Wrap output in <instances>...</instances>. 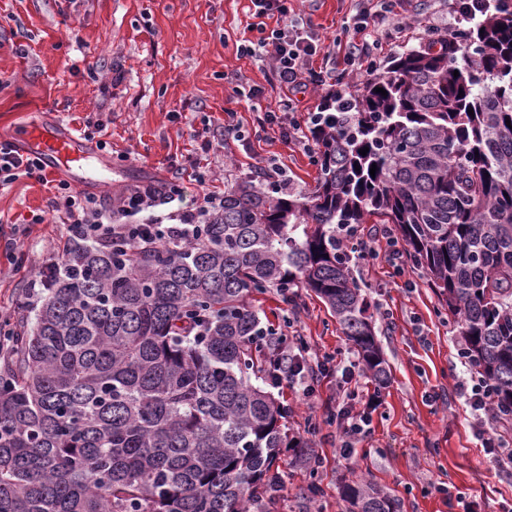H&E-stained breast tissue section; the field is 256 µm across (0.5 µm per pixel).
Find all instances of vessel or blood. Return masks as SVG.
<instances>
[{"label": "vessel or blood", "mask_w": 512, "mask_h": 512, "mask_svg": "<svg viewBox=\"0 0 512 512\" xmlns=\"http://www.w3.org/2000/svg\"><path fill=\"white\" fill-rule=\"evenodd\" d=\"M15 137L36 150L48 174L68 172L70 183L77 190L111 182L106 168L98 165L89 144L70 130L35 121L19 127Z\"/></svg>", "instance_id": "obj_1"}]
</instances>
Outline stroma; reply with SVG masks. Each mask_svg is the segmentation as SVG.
<instances>
[{
  "instance_id": "35a3bbf8",
  "label": "stroma",
  "mask_w": 512,
  "mask_h": 512,
  "mask_svg": "<svg viewBox=\"0 0 512 512\" xmlns=\"http://www.w3.org/2000/svg\"><path fill=\"white\" fill-rule=\"evenodd\" d=\"M310 19L330 50L315 67L330 65L346 91L362 82L346 59L354 35L357 0H289ZM451 0H393L391 22L410 18L396 41L379 39L370 61H385L423 45L431 18L449 20ZM275 19L258 22L250 0H0V139L18 126L55 120L86 135V119L101 120L107 143L101 156L112 168L113 196L142 182L163 185L178 178L181 209L202 194L223 195L240 179H252L266 159H279L293 187L312 190L320 169L301 146L277 129L261 128L262 110L277 108L282 91L261 58L237 54L242 40H258ZM120 67L122 80L112 69ZM261 89L260 110L238 93ZM234 119L245 137L225 138ZM212 147L200 153V139ZM206 180H198L197 171ZM55 190L26 177L0 188V329L10 330L29 280L45 259L58 255L68 233L50 200ZM43 223H32L34 215ZM377 225L364 227L372 250L352 262L365 285L377 341L390 370L385 386L357 371L351 386L375 397L370 432L352 458L337 455L338 433L327 417L336 410L340 378L328 373L313 404L300 388L276 389L287 408L290 435L306 439L322 456L316 475L296 465L291 450L279 460L283 487L271 512H344L341 490L361 477L401 502L402 512H512V468L485 454L475 420L456 383L463 375L453 319L429 288L423 269L394 261ZM299 332L318 358L347 360L351 344L329 309L310 289L298 291ZM317 480L322 492L309 498Z\"/></svg>"
}]
</instances>
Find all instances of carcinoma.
<instances>
[{"label":"carcinoma","mask_w":512,"mask_h":512,"mask_svg":"<svg viewBox=\"0 0 512 512\" xmlns=\"http://www.w3.org/2000/svg\"><path fill=\"white\" fill-rule=\"evenodd\" d=\"M326 106L312 191L241 181L197 241L67 246L31 326L7 335L0 512H267L280 450L315 458L265 389L276 341L249 297L275 288L295 306L311 289L386 384L350 267L360 224L394 225L463 359L512 411V10L392 56ZM342 497L346 512H401L372 482Z\"/></svg>","instance_id":"1"}]
</instances>
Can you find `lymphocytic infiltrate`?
Returning a JSON list of instances; mask_svg holds the SVG:
<instances>
[{
	"label": "lymphocytic infiltrate",
	"mask_w": 512,
	"mask_h": 512,
	"mask_svg": "<svg viewBox=\"0 0 512 512\" xmlns=\"http://www.w3.org/2000/svg\"><path fill=\"white\" fill-rule=\"evenodd\" d=\"M251 3L255 17L272 16L279 22L270 36L238 47L240 54L269 60L272 74L284 93L278 110L265 111L261 123L278 127L287 142L302 145L309 155H316L317 144L308 130L315 125L318 113L309 111L302 123L294 120L293 114L298 109L294 93L307 82L326 84V72L314 71L310 66L313 57L324 51L325 45L310 22L292 14L288 0H251ZM389 11V0H359L354 28L364 40L348 46L349 62L358 63L367 56L369 44L366 37L381 32ZM22 177L42 182L46 174L34 153H21L13 142L1 139L0 187L11 185ZM181 193L178 182L171 180L162 188L149 183L102 198L76 191L61 180L56 185L50 206L61 223L67 224L72 239L107 245L148 246L194 239L207 216L224 204L223 197L206 193L200 196L194 209L160 213V206L177 200ZM276 353L280 367L272 380L273 387L299 383L303 386L304 397L312 398L313 383L325 372V363L311 361L309 346L302 338L296 339L291 346L279 344ZM457 389L476 418L486 454L512 464V447L503 442L494 428L496 416L490 383L469 369L458 381Z\"/></svg>",
	"instance_id": "obj_1"
}]
</instances>
